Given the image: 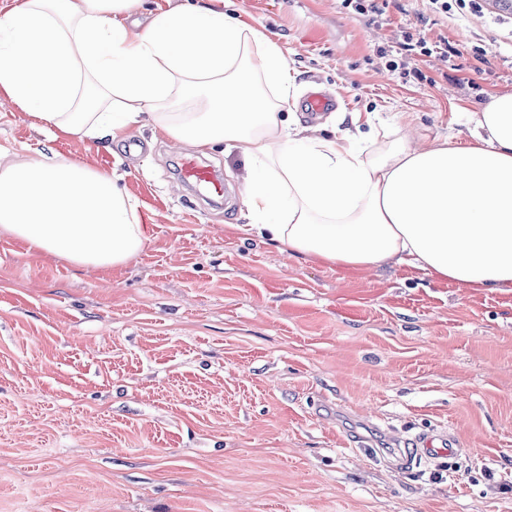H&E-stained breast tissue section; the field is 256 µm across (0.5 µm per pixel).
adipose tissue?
I'll use <instances>...</instances> for the list:
<instances>
[{
    "instance_id": "ef3b65f1",
    "label": "adipose tissue",
    "mask_w": 512,
    "mask_h": 512,
    "mask_svg": "<svg viewBox=\"0 0 512 512\" xmlns=\"http://www.w3.org/2000/svg\"><path fill=\"white\" fill-rule=\"evenodd\" d=\"M144 0H15L0 14V104L33 127L90 144L136 125L241 161L238 230L289 256L343 272L406 265L431 281L512 292V92L467 116L466 145L412 142L401 123L312 137L284 118L296 76L279 45L224 11V0L129 19ZM262 62L260 74L247 66ZM203 99L198 112L172 101ZM0 231L69 263L125 264L148 240L115 171L58 154L22 161L0 150Z\"/></svg>"
}]
</instances>
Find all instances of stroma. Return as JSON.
<instances>
[{"label": "stroma", "instance_id": "1", "mask_svg": "<svg viewBox=\"0 0 512 512\" xmlns=\"http://www.w3.org/2000/svg\"><path fill=\"white\" fill-rule=\"evenodd\" d=\"M377 5L381 25L344 0H224L281 46L292 112L319 89L450 137L512 91V11ZM403 57L406 75L387 65ZM31 123L0 110V147L116 170L149 239L102 270L0 233V512H512V292L288 258L237 232L242 170L223 148L206 209L177 179L190 145L136 126L137 151L88 148ZM444 433L452 457L402 465Z\"/></svg>", "mask_w": 512, "mask_h": 512}]
</instances>
